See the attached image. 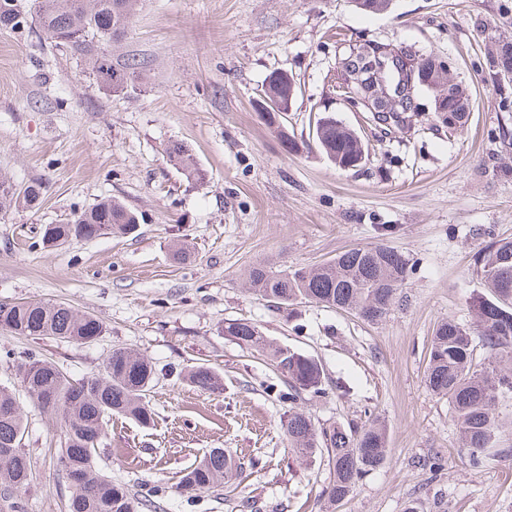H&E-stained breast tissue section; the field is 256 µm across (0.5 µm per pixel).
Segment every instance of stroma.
<instances>
[{"instance_id":"35a3bbf8","label":"stroma","mask_w":512,"mask_h":512,"mask_svg":"<svg viewBox=\"0 0 512 512\" xmlns=\"http://www.w3.org/2000/svg\"><path fill=\"white\" fill-rule=\"evenodd\" d=\"M362 39L448 62L470 97L464 129L441 124L426 88L416 93L421 116L391 135L344 102L333 91L337 58L345 41ZM504 39L512 0H393L374 14L352 0H141L112 59L141 60L144 79L112 93L37 30L0 31V173L45 186L36 208L0 214V301L63 302L106 327L89 344L0 328V385L27 415L33 474L18 512H68L70 496L56 466L61 425L32 407L20 363L37 354L92 377L115 347L146 353L159 380L150 427L109 423L97 464L112 480L158 491L161 512H325L328 457L290 449L288 387L220 334L236 318L321 364L329 393L297 402L317 425L384 421V465L336 512H404L411 497L425 512H512V466L472 471L447 399L425 382L437 322H474L470 302L484 291L476 257L512 240V82L491 71ZM275 70L298 85L279 127L256 106ZM326 114L368 141L363 165L328 161L315 140ZM172 141L191 150L204 182L167 162ZM105 197L139 213L134 232L43 242L46 225ZM183 243L190 254L175 260ZM381 243L412 269L399 303L374 324L313 303L285 311L245 283L254 266L312 267ZM196 365L222 374L223 391L189 385ZM212 448L229 449L242 470L218 491L184 490L181 470Z\"/></svg>"}]
</instances>
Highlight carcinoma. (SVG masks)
I'll list each match as a JSON object with an SVG mask.
<instances>
[{"label": "carcinoma", "mask_w": 512, "mask_h": 512, "mask_svg": "<svg viewBox=\"0 0 512 512\" xmlns=\"http://www.w3.org/2000/svg\"><path fill=\"white\" fill-rule=\"evenodd\" d=\"M140 0H40L35 18L22 17V0H0V30L20 31L32 22L40 38L68 51L85 66L98 85L109 92H121L141 79L140 63L132 57L120 66L112 63V44L123 38ZM366 45L349 42L338 59L341 82L336 89L345 99L369 104L370 120L383 130L401 129L409 120L401 99L395 112L378 110L384 98L397 96L400 79L386 57L385 85L370 81V60ZM282 99L288 83L271 72L264 85ZM467 112H444L438 119L450 129H462ZM318 146L334 164L350 162L369 153L361 136L330 116L316 120ZM170 162L186 178L202 182L206 172L179 142L165 149ZM45 187L33 181L19 189L10 178L0 175V213L33 208ZM139 224L137 214L114 200H103L81 211L63 224H48L44 233L53 241L92 240L102 235L122 236ZM410 260L385 244L352 248L315 268L274 271L265 266L248 270L250 289L276 307L289 308L315 303L349 310L367 322L382 320L404 287ZM477 275L488 294L472 301L475 325L446 318L433 330L428 354L426 385L448 399L471 470L480 473L499 463L512 465V444L500 443L505 422L498 412L501 397L512 395V240L488 244L479 254ZM0 328L20 336L53 338L59 341L91 343L104 330L103 323L80 314L65 303L43 301L0 302ZM221 333L237 345L260 353L284 378L288 391L282 397L290 403L305 393L323 394V371L312 358L268 340L260 326L244 319L224 321ZM477 335L488 354V362L474 360L472 336ZM156 368L147 355L127 347H116L104 358L101 372L75 379L58 363L33 355L19 368V382L30 403L60 419L64 439L58 466L71 494L68 512H149L160 503L133 492L94 465L108 422L121 415L147 427L153 411L147 401L155 385ZM192 385L214 393L223 379L207 366L189 372ZM282 427L291 449L314 457L327 452L334 480L326 488L331 507L345 501L359 483L379 469L386 457V433L376 418L346 427H318L303 411L288 410ZM23 409L13 393L0 387V490L3 502L20 494L31 480V464L25 448ZM241 462L224 448H212L181 471L180 485L189 491L219 487L231 478Z\"/></svg>", "instance_id": "1"}]
</instances>
